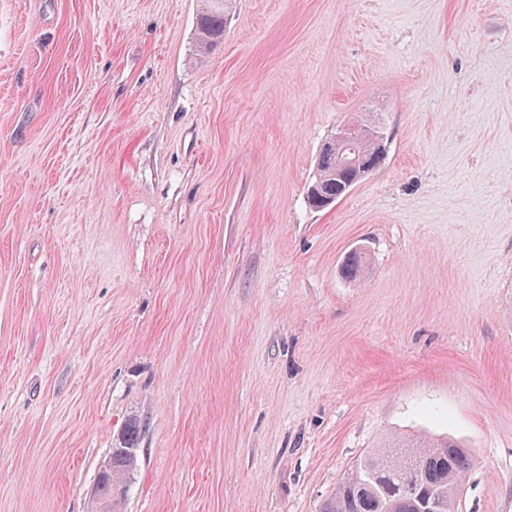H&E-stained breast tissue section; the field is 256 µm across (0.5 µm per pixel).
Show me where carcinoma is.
Listing matches in <instances>:
<instances>
[{"label": "carcinoma", "instance_id": "1", "mask_svg": "<svg viewBox=\"0 0 512 512\" xmlns=\"http://www.w3.org/2000/svg\"><path fill=\"white\" fill-rule=\"evenodd\" d=\"M232 0H202L196 16L195 52L202 57L224 41ZM358 167L375 159V146L365 141L350 153ZM355 168L336 169V153L319 155L307 192L310 207L336 201L352 180ZM369 255L356 249L344 260V273L359 281ZM137 464L134 454L112 456V481L124 483ZM471 467L466 449L453 440L393 438L365 455L323 503L320 512H456L460 482Z\"/></svg>", "mask_w": 512, "mask_h": 512}]
</instances>
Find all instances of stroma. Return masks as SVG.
Returning <instances> with one entry per match:
<instances>
[{"label":"stroma","instance_id":"1","mask_svg":"<svg viewBox=\"0 0 512 512\" xmlns=\"http://www.w3.org/2000/svg\"><path fill=\"white\" fill-rule=\"evenodd\" d=\"M198 9L0 0V512H92L133 417L122 512H319L396 435L512 512V0H235L199 60ZM368 139L376 143L377 156L383 158L386 153V137L383 133L375 129L357 125H344L338 130L336 136L331 137L329 141L326 142L327 144L324 143L325 145L322 148V152L328 150L329 144L333 149V153L328 156L319 153L313 171L314 174L310 178L307 189V201L310 207L322 209L335 203L336 197L338 200L341 199L344 195L342 191H344L348 183L354 177L356 171L354 167H347L336 171V166L343 168L355 161L349 160L347 155H342L343 146L338 147V150H342L338 152L336 157V143L348 146L363 142L350 153L351 158L356 159L358 170L359 167L363 168L375 159V146L372 141H366ZM310 187H314L311 192ZM329 200L332 202L329 203ZM343 264L346 277L352 281H359L368 268L369 255L363 249H356L348 254ZM137 464V455H114L113 449L107 462L100 466L95 478L94 496L96 501L99 500V493L102 491L104 497H108V492L103 488L104 483L110 478L112 473V482L125 483L134 471ZM112 482L109 487L110 497L112 498Z\"/></svg>","mask_w":512,"mask_h":512}]
</instances>
